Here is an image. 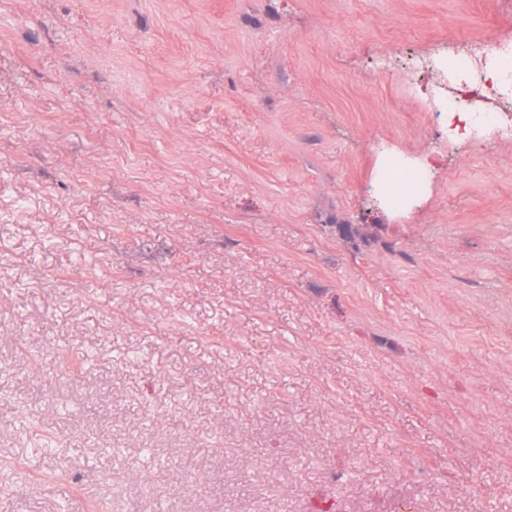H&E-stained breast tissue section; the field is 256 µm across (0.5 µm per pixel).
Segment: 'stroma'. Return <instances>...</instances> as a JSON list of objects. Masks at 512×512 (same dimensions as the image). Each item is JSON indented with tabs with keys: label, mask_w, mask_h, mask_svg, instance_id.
I'll use <instances>...</instances> for the list:
<instances>
[{
	"label": "stroma",
	"mask_w": 512,
	"mask_h": 512,
	"mask_svg": "<svg viewBox=\"0 0 512 512\" xmlns=\"http://www.w3.org/2000/svg\"><path fill=\"white\" fill-rule=\"evenodd\" d=\"M491 40L512 0H0V512H512V141L448 132L512 123Z\"/></svg>",
	"instance_id": "obj_1"
}]
</instances>
